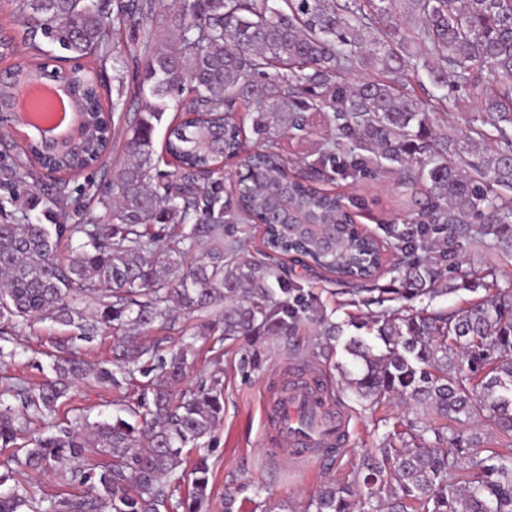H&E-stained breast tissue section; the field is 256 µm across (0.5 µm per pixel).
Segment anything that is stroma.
I'll use <instances>...</instances> for the list:
<instances>
[{"label":"stroma","mask_w":512,"mask_h":512,"mask_svg":"<svg viewBox=\"0 0 512 512\" xmlns=\"http://www.w3.org/2000/svg\"><path fill=\"white\" fill-rule=\"evenodd\" d=\"M120 74L122 79L116 82L112 79V70H105V101L118 98L128 112L146 111L153 99L142 89L141 59L126 57ZM333 130L325 116L316 112L305 131L279 136V147L289 156H308L315 153ZM29 183L31 190L27 193L0 185V199L6 202L5 208L0 210V223L43 218L45 203L56 187L38 172L30 177ZM318 185L351 199L357 222L378 237L390 258L400 256L398 237L407 232L415 233L416 222L396 185L395 175L352 178L328 166ZM457 253L463 256V267L471 271V278L459 282L455 292L436 297L432 302L415 299L413 307L428 304L438 310L489 297V290L474 273L490 265L501 268L499 289L512 291V262L501 265L492 237L475 234L460 240ZM285 269L289 280L302 288L305 298L322 308L333 321L343 324L348 336L354 335L355 322H368L383 313L385 307L375 301L378 289L400 285L394 270L382 274L374 289L356 292L328 274L308 271L291 263L286 264ZM63 334V329L48 319L31 328L0 333V346L15 353L14 358L0 363V394L18 381L29 389H38L53 359V340ZM297 340L305 351L311 352L310 360L292 357L282 339L262 336L255 345L259 362L251 365L245 362V351L239 343L221 340L218 332L196 328L194 319L180 317L175 330L168 332L165 349L184 346L189 351L192 365L184 383L186 389H196L215 366L223 368L224 416L213 441L204 450L211 472L209 512H224V494L228 491L235 496L233 512H306L311 497L321 485L352 483L363 454L379 447L390 432L411 433L434 424V417L407 411L393 400L371 408L368 401L341 387L339 369L352 365L343 346H336L329 357H317L313 354L315 340L307 330H300ZM307 369L318 373L340 409L351 417L346 447L339 455L328 456L319 464L299 462L287 456L272 457L270 448L262 440L265 400L276 396L282 384ZM112 401L111 389L77 384L55 414L32 424L21 433L20 439L25 442L85 420H100L114 413Z\"/></svg>","instance_id":"1"}]
</instances>
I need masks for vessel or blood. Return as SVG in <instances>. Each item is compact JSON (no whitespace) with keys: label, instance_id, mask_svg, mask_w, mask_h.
Here are the masks:
<instances>
[{"label":"vessel or blood","instance_id":"1","mask_svg":"<svg viewBox=\"0 0 512 512\" xmlns=\"http://www.w3.org/2000/svg\"><path fill=\"white\" fill-rule=\"evenodd\" d=\"M314 415L321 431L307 432L295 425L296 414ZM265 440L291 458L307 463L323 460L324 448L343 445L348 437L349 419L336 411L320 379L305 377L294 383L289 394L268 400L264 409Z\"/></svg>","mask_w":512,"mask_h":512}]
</instances>
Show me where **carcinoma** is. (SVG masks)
I'll list each match as a JSON object with an SVG mask.
<instances>
[{
	"label": "carcinoma",
	"mask_w": 512,
	"mask_h": 512,
	"mask_svg": "<svg viewBox=\"0 0 512 512\" xmlns=\"http://www.w3.org/2000/svg\"><path fill=\"white\" fill-rule=\"evenodd\" d=\"M29 23L28 48L40 40L62 50L70 63L97 55L119 72L125 50L109 41L115 23L141 26L146 58L143 82L155 102L129 115L120 100L105 107L95 84L76 76L75 91L89 121L112 113L124 128L127 157L105 185L93 182L84 195L103 211L88 224H0V323L8 328L50 319L72 335L55 342L53 377L38 392L20 385L17 404L0 400V448H17L16 467L0 474V512H201L209 498L205 459L191 468L192 494L172 503L179 486L182 449L211 439L220 421L222 380L215 371L194 390L182 391L186 357L159 354L158 343L140 336L169 329L178 307L186 315L221 312L226 340L277 336L292 347L303 324L313 328L326 351L341 326L285 287L278 257L300 253L350 284L381 276L382 254L367 238H351L342 197L308 182L306 160L293 168L276 138L302 132L306 113L331 110L336 135L328 158L347 168L384 169L397 174L412 206L429 223L456 239L475 232L491 235L500 258L512 259V0H185L163 10L171 32L154 41L156 0H9ZM400 5L412 32L395 25L373 28L377 17ZM374 70L378 77L347 86L344 73ZM425 72L438 88L448 78L466 87L481 105L482 127L472 133H434L414 85ZM322 87L313 104L291 92ZM177 104L161 150L155 124L168 102ZM246 101L253 106L250 128L256 141L253 163L264 184L246 198L195 190V172L217 166L245 150L242 126L225 115ZM91 134L79 150L57 161L69 169L102 151ZM176 166L164 192L152 187L160 155ZM29 171L13 161L4 167L7 185L25 184ZM281 190L317 224H327L346 243L325 256L304 236L289 238L276 224L263 228V251H250L244 225L267 215L269 192ZM78 240L66 260L65 243ZM371 257L350 264L348 251ZM395 293L413 300L456 291L453 277L437 259H413L398 267ZM84 297L100 301L88 314ZM366 334L344 343L356 370L342 371L346 389L377 407L391 396L443 420L449 448L429 446L424 434L410 435L402 448L386 444L366 452L353 485H326L309 504L311 512H512V452L485 454L463 433L480 425L512 447V295L499 293L452 310H394ZM101 333L115 341L112 368H90L74 357L69 343ZM147 378L135 406L116 405L138 418L121 416L39 437L17 446L19 433L56 413L80 380L122 391L135 372ZM106 457L85 463L87 449ZM68 461L82 495L46 501L30 491V479Z\"/></svg>",
	"instance_id": "obj_1"
}]
</instances>
